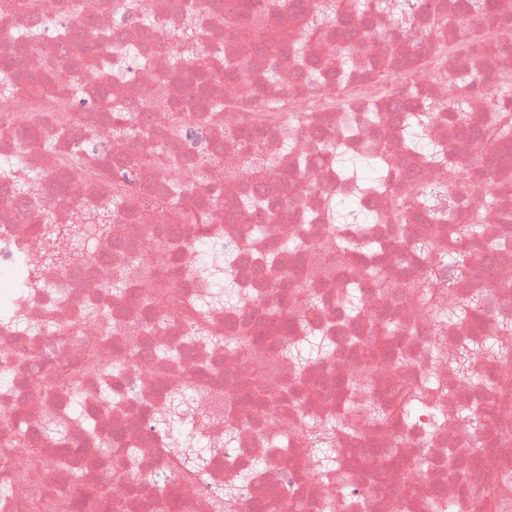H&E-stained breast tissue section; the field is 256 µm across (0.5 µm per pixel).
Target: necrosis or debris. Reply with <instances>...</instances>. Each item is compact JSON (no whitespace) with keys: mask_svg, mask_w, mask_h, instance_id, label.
Here are the masks:
<instances>
[{"mask_svg":"<svg viewBox=\"0 0 512 512\" xmlns=\"http://www.w3.org/2000/svg\"><path fill=\"white\" fill-rule=\"evenodd\" d=\"M233 2L0 0L9 30L39 32L21 64L44 78L0 99V156L21 154L43 173L33 196L0 179V512H83L87 482L103 494L94 512H205L209 488L233 480L221 512H512V193L490 185L479 155L463 154L466 121L453 109L467 89L460 74L476 89L474 115L504 99L503 87L480 77L492 65L512 69V7L489 25L463 14L462 0H413L409 28L375 16L349 32V71L329 65V32L306 40L303 67L291 45L280 46L275 87L261 86L262 57L250 77L194 80L176 62L178 22L189 11L223 15ZM435 11L459 28L431 31ZM474 38L494 43L496 56L472 54ZM130 42L140 59L124 63L111 94L142 134L105 152L112 115L83 110L78 96L93 94L88 77L104 70L110 49ZM424 92L444 163L400 141L408 102ZM199 94L223 101L225 125L265 142L269 169H249L244 150L210 136L217 116L189 106ZM166 102L183 104L179 123ZM326 141L349 152L381 148L391 191L341 179L320 159ZM430 182L448 203L420 204L417 219L395 223L394 189ZM174 185L185 197L217 199V219L201 226L143 211V196ZM350 197L372 223L329 222V199ZM255 198L259 206L246 209ZM106 199L117 204L112 225H86L84 261L46 265L40 211L58 216ZM468 215L479 216V235L449 239V225ZM417 237L470 252V273L447 287L433 255L411 251L389 263L386 281L357 275L394 240ZM218 247L236 254L237 297L206 315L210 338L201 341L186 331L206 289L192 272ZM117 276L129 282L121 295L110 288ZM355 283L356 317L345 304ZM474 291L487 300L483 319L439 328L431 309ZM15 313L38 332L15 328ZM304 323L335 349L300 375L279 352ZM244 333L249 351L225 350V337ZM485 336L504 352L473 356L465 378L449 370L451 349ZM352 380L373 381L386 399L399 381L401 401L415 404L412 421L376 422ZM193 384L206 390L202 436L229 428L234 441L188 472L173 454L179 435L158 432L153 418L167 392ZM311 417L335 427L350 484L305 460ZM49 418L63 439L44 435Z\"/></svg>","mask_w":512,"mask_h":512,"instance_id":"4bbe7bcc","label":"necrosis or debris"}]
</instances>
